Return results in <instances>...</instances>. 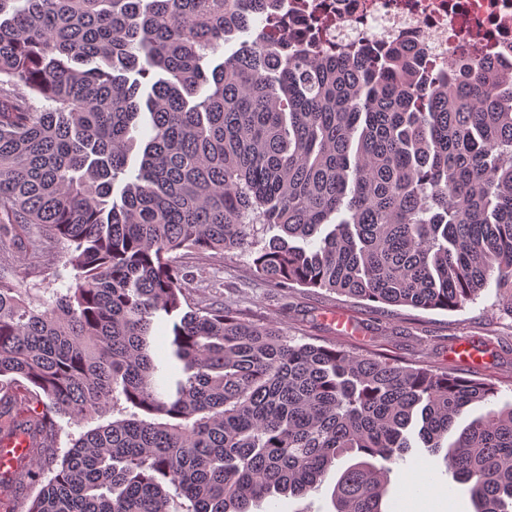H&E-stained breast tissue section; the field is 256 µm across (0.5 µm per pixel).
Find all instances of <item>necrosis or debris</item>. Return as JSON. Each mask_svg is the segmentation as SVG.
<instances>
[{
    "instance_id": "4bbe7bcc",
    "label": "necrosis or debris",
    "mask_w": 512,
    "mask_h": 512,
    "mask_svg": "<svg viewBox=\"0 0 512 512\" xmlns=\"http://www.w3.org/2000/svg\"><path fill=\"white\" fill-rule=\"evenodd\" d=\"M339 56L372 42L405 46L440 65L512 66V0H286L278 37Z\"/></svg>"
}]
</instances>
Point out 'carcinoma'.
<instances>
[{
  "mask_svg": "<svg viewBox=\"0 0 512 512\" xmlns=\"http://www.w3.org/2000/svg\"><path fill=\"white\" fill-rule=\"evenodd\" d=\"M283 2L0 0V391L47 400L13 430L41 485L29 512H251L319 492L347 455L332 512H383L415 421L474 512H512V404L490 383L189 300L179 252L222 258L257 224L279 233L255 276L282 288L454 310L493 281L512 298V71L321 55L274 35ZM55 241L74 282L36 305L2 253L50 278ZM107 409L58 453L53 416Z\"/></svg>",
  "mask_w": 512,
  "mask_h": 512,
  "instance_id": "cac0c4a2",
  "label": "carcinoma"
}]
</instances>
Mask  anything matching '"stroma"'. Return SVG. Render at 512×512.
Returning <instances> with one entry per match:
<instances>
[{
    "instance_id": "1",
    "label": "stroma",
    "mask_w": 512,
    "mask_h": 512,
    "mask_svg": "<svg viewBox=\"0 0 512 512\" xmlns=\"http://www.w3.org/2000/svg\"><path fill=\"white\" fill-rule=\"evenodd\" d=\"M180 262L193 282L191 297L256 315L295 343L335 346L403 365L429 364L492 384L497 406L512 401V301L495 286L461 308L424 310L350 299L319 288L285 289L253 274V256L234 250L221 259L183 253ZM468 345L472 360L460 359ZM330 486L304 498L273 497L253 512H330ZM384 512H473L466 486H449L441 456L412 438L405 461L394 465Z\"/></svg>"
}]
</instances>
